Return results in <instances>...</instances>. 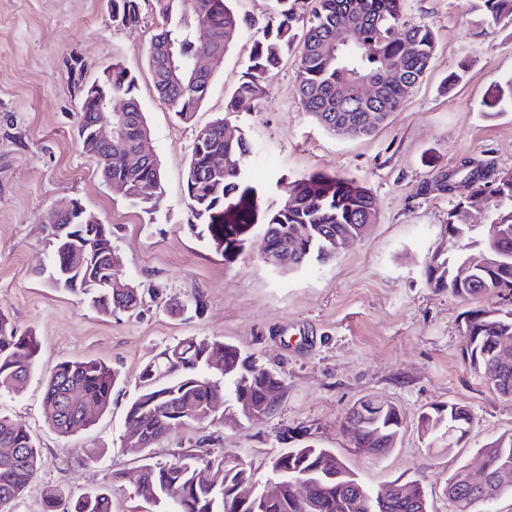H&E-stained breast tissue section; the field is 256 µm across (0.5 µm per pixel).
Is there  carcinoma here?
I'll return each instance as SVG.
<instances>
[{
    "label": "carcinoma",
    "mask_w": 512,
    "mask_h": 512,
    "mask_svg": "<svg viewBox=\"0 0 512 512\" xmlns=\"http://www.w3.org/2000/svg\"><path fill=\"white\" fill-rule=\"evenodd\" d=\"M162 23L152 37L148 63L157 97L178 118L189 123L206 99L214 75L225 54L246 28L258 30L246 69L226 111L232 112L243 100L259 101L268 93V81L296 44L300 57L296 69L297 94L303 109L326 131L336 119L357 124L374 118L362 131L370 136L399 111L410 90L426 74L436 48L432 26L403 19V0H315L308 16L298 13L300 0H275L272 14L260 21L233 7L235 0H152ZM486 28L512 20V0H484ZM348 15L359 21L356 43L336 48V26ZM142 20L141 0H112V24L136 26ZM205 54L213 65L193 76L192 60ZM379 83L375 101L357 100L344 109L336 89L352 73ZM135 78L118 62L104 77L84 88L80 103V136L105 120L100 107L110 96L122 100L112 123L122 126L123 135L112 147L82 146L99 165L101 176L127 185L135 194L156 189L155 197L136 204L147 214L163 200L160 165L153 156L139 151L150 132L135 94ZM224 165L214 164L215 157ZM253 157L249 139L238 126L224 117L201 126L195 133L187 162L185 180L189 224L204 226L212 241L224 247V259L234 260L245 246L251 226L255 189L248 179ZM432 181L441 191L455 194L467 188L466 198L448 210V238L468 246L498 248L505 264L477 270L470 281L460 283L454 270L461 254L428 262L426 282L436 290L463 298L512 296V237L502 239L491 224L459 223V207L465 199L483 197L498 209L496 223L512 225V170L491 169L473 158L462 160L450 170L436 172ZM375 219V200L358 182L339 175L313 173L294 184L291 194L269 217L263 234L265 254L293 249L294 265L311 260L326 262L336 257V240L358 238L363 225ZM50 229L48 278L57 288L84 296L104 312L139 313L138 288L125 282L119 288L102 286L111 265L120 263L112 251V227L82 223V212L51 213L43 218ZM492 308L472 310L469 332L464 337V356L475 371L488 367L505 369L504 383L494 388L512 399V318L491 315ZM40 347L38 337L18 333L12 321L0 312V396L15 391L29 378ZM120 378L116 370L97 360H68L61 363L46 383L43 411L49 426L60 435L85 430L95 414L112 405V391ZM282 388V379L222 340L186 338L166 348L144 367L138 393L125 414V431L138 436L142 447L150 448L175 428L189 424L236 426L224 416L210 412L215 394L235 400L245 397L255 408L266 405L268 395ZM450 423L467 428L471 417L456 403L433 405L419 417L427 437ZM403 420L399 409L389 404L365 420L346 415L341 429L353 448L369 455H383L400 437ZM0 448L16 453L0 457V512L12 506L35 478L40 461L36 439L22 423L0 414ZM490 469V488L484 495H471L464 486V472L448 479L445 493L455 503V512H476L475 507L512 493V435H503L483 451ZM270 474L280 481L277 497H244L240 490L256 482L252 466L226 451L202 448L186 452L170 462L142 466L138 496L163 505V512H308L292 492V480L302 474L316 477V512H375L376 494L369 490L329 448L306 445L290 448L270 460ZM338 467L337 477L324 473ZM61 493L48 496V512H112L109 490L68 499L60 507ZM421 498L392 496L384 512H419Z\"/></svg>",
    "instance_id": "1"
}]
</instances>
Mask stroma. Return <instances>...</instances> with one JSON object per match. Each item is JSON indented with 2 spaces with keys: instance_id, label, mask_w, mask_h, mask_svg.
I'll use <instances>...</instances> for the list:
<instances>
[{
  "instance_id": "1",
  "label": "stroma",
  "mask_w": 512,
  "mask_h": 512,
  "mask_svg": "<svg viewBox=\"0 0 512 512\" xmlns=\"http://www.w3.org/2000/svg\"><path fill=\"white\" fill-rule=\"evenodd\" d=\"M480 4L404 0L407 19L432 26L436 50L402 109L372 136H336L304 111L295 51L265 100L229 114L254 149L257 210L244 252L228 264L210 236L188 224L185 169L197 126L225 115L256 31L241 33L193 122L184 124L153 89L147 53L161 20L151 0L129 28L113 25L109 0H0V312L41 342L27 381L0 396V413L24 423L42 451L14 512H46L50 489L77 496L103 487L112 493V512H147L135 493L145 457L171 461L204 438L251 462L261 481L272 457L310 441L334 449L373 491L414 480L428 512H453L448 479L476 470L483 446L512 434V399L493 392L462 354L466 311L490 299L435 291L424 276L456 203L429 184L430 175L468 156L512 169V110L490 105L497 86L512 78V23L481 33ZM116 61L136 78L151 129L147 148L163 174L164 201L151 215L111 189L80 145L83 88ZM315 172L370 189L376 222L332 261L271 267L262 258L268 217L295 181ZM73 201L111 225L124 278L151 291L140 317L103 314L47 280L41 217ZM197 295L205 298L198 315L189 309ZM186 337L223 340L256 356L283 380L279 405L238 427L176 428L145 453L124 447L125 411L141 371ZM72 359L105 362L126 383L94 426L62 436L44 419V387ZM372 396L403 418L397 444L381 456L357 452L340 430L348 409ZM434 403L463 405L472 416L452 449L430 447L418 427ZM284 432L289 440H281Z\"/></svg>"
}]
</instances>
